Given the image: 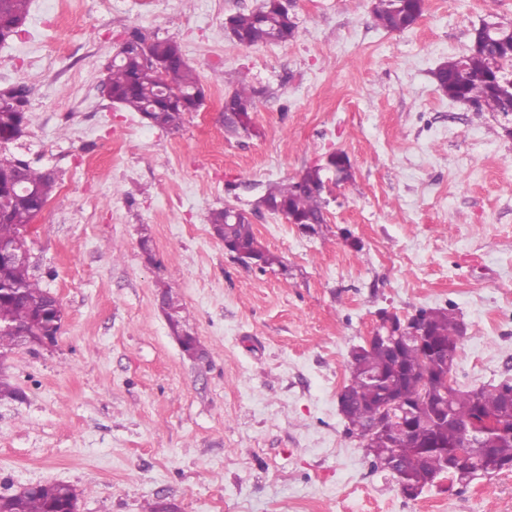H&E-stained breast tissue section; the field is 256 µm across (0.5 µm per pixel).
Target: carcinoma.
Returning a JSON list of instances; mask_svg holds the SVG:
<instances>
[{
  "label": "carcinoma",
  "instance_id": "cac0c4a2",
  "mask_svg": "<svg viewBox=\"0 0 512 512\" xmlns=\"http://www.w3.org/2000/svg\"><path fill=\"white\" fill-rule=\"evenodd\" d=\"M30 0H0V43L10 40L22 31L29 16ZM377 25L387 31L403 32L410 28L407 12L395 0H380L372 11ZM237 43L254 47L268 43H287L297 33L293 16L282 12L276 0H262L260 7L230 17ZM496 42L491 46L473 45L459 57H450L434 72L439 90L452 101L466 104L475 112H492L498 116L512 113V89L503 84L492 86L487 81L491 67L512 68V24L497 23L491 33ZM147 44L157 56L171 54L180 45L171 39L147 40L138 29L127 36V47L117 53L108 70L103 88L121 107L137 112L146 122L164 130H178L187 113L191 95L202 88L189 64L169 62L162 72L147 67L137 48ZM260 90L241 82L240 88L225 98L227 111L235 113V124L260 135L253 120L256 98ZM23 88L0 91V136L13 133L26 122L28 105ZM323 172L319 167L305 170L302 180H288L268 185L261 197L263 202H274L280 209L271 213L295 215L307 220L325 223L327 201L322 187ZM58 178L50 170L32 167L19 159L17 164L0 166V201L6 218L0 220V240L12 239L21 227L37 217L39 205L52 198ZM214 236L224 241L227 253L243 263L250 260L261 270L273 266L284 267L280 256L270 252L258 241L251 218L230 215V208L215 209L208 216ZM0 323L11 325L41 341L58 333V309L61 305L52 297L50 289L43 288L30 273L29 267L0 266ZM427 323L432 335L457 352L462 344V324L453 310L431 308ZM182 351L197 359L203 351L199 341L190 333L178 335ZM454 361L436 352L426 351L414 342L403 345L395 356L382 346L359 345L349 352L348 383L343 387L346 432L363 442L373 465L386 468L390 461H399L400 477L410 486L425 487L443 476L442 454L462 445L459 425L480 413L499 415L512 424V410L503 405V384L487 385L461 390L450 389L451 421L439 417L438 399L415 405L413 426L424 437V442L410 446L411 433L400 423H376V405L383 397L407 402L419 398V384L437 380L451 373ZM76 489L63 483L38 484L32 490L0 494V512H72L76 506Z\"/></svg>",
  "mask_w": 512,
  "mask_h": 512
}]
</instances>
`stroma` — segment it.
I'll list each match as a JSON object with an SVG mask.
<instances>
[{
  "instance_id": "35a3bbf8",
  "label": "stroma",
  "mask_w": 512,
  "mask_h": 512,
  "mask_svg": "<svg viewBox=\"0 0 512 512\" xmlns=\"http://www.w3.org/2000/svg\"><path fill=\"white\" fill-rule=\"evenodd\" d=\"M260 0H31L0 57L28 68L22 150L59 188L34 225L30 266L59 299L52 343L0 351V492L65 483L78 512H512V472L405 497L349 436L337 396L350 349L386 309L453 307L467 330L451 378L512 377V134L453 103L433 70L512 0H425L409 30L371 0H291L293 41L245 47L224 28ZM176 40L207 94L180 130L103 91L129 29ZM261 134L227 136L240 73ZM333 151L351 175L318 235L257 208L267 184ZM252 213L265 271L233 261L207 222ZM149 249H142V238ZM170 289L203 358L187 357ZM396 0H380V5L372 11L377 25L387 31L403 32L411 26V19L403 8H398Z\"/></svg>"
}]
</instances>
